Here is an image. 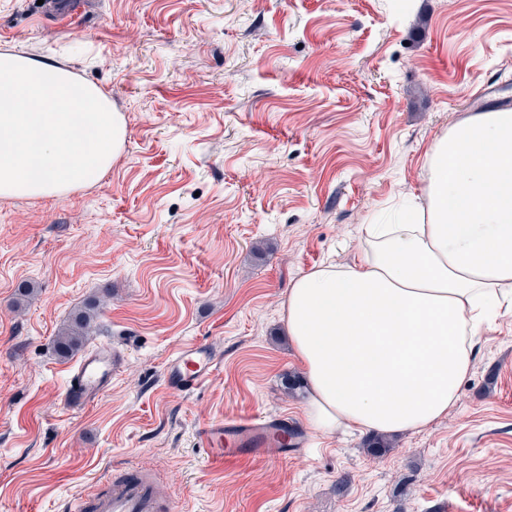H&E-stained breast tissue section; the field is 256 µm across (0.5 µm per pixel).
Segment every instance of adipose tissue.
Returning a JSON list of instances; mask_svg holds the SVG:
<instances>
[{"label":"adipose tissue","instance_id":"obj_1","mask_svg":"<svg viewBox=\"0 0 512 512\" xmlns=\"http://www.w3.org/2000/svg\"><path fill=\"white\" fill-rule=\"evenodd\" d=\"M424 190L358 259L292 284L283 321L325 435L424 428L455 408L483 325L512 311V110L436 136Z\"/></svg>","mask_w":512,"mask_h":512}]
</instances>
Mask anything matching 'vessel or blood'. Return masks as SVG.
<instances>
[{
  "mask_svg": "<svg viewBox=\"0 0 512 512\" xmlns=\"http://www.w3.org/2000/svg\"><path fill=\"white\" fill-rule=\"evenodd\" d=\"M124 354L104 343L88 351L69 374L65 404L80 411L111 387L124 365ZM217 368L212 350L194 343L172 356L164 370L168 390L187 394L205 383ZM204 445L219 453L221 463L234 466L244 461L285 460L308 445V437L289 433L286 419L267 416L228 415L200 430ZM71 512H175L173 499H161L154 482L145 473H130L114 479L105 490L77 495Z\"/></svg>",
  "mask_w": 512,
  "mask_h": 512,
  "instance_id": "vessel-or-blood-1",
  "label": "vessel or blood"
}]
</instances>
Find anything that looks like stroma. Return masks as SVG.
<instances>
[{"label": "stroma", "mask_w": 512, "mask_h": 512, "mask_svg": "<svg viewBox=\"0 0 512 512\" xmlns=\"http://www.w3.org/2000/svg\"><path fill=\"white\" fill-rule=\"evenodd\" d=\"M1 51L98 85L127 137L66 198L0 199V512H66L121 465L185 512H512V313L479 336L456 408L384 456L317 434L224 470L199 437L227 415L304 426L282 302L421 195L437 134L512 104V0H0ZM107 288L87 345L126 362L75 413L78 359L54 340ZM193 342L218 368L171 392ZM217 368L212 350L194 343L182 348L166 363L164 382L168 390L187 394L205 383Z\"/></svg>", "instance_id": "obj_1"}]
</instances>
